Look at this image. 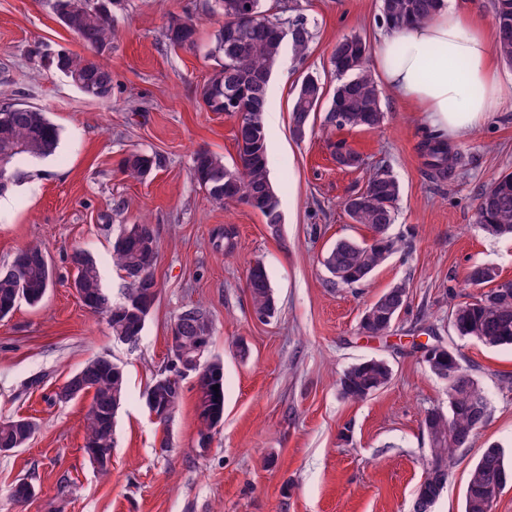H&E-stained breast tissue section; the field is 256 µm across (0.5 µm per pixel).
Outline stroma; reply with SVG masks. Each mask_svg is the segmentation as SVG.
Here are the masks:
<instances>
[{"instance_id": "stroma-1", "label": "stroma", "mask_w": 512, "mask_h": 512, "mask_svg": "<svg viewBox=\"0 0 512 512\" xmlns=\"http://www.w3.org/2000/svg\"><path fill=\"white\" fill-rule=\"evenodd\" d=\"M54 3L0 0V103L36 107L60 132L55 154L16 162L10 205L0 210V270L32 245L56 269L39 306L19 303L0 320V418L27 416L38 424L25 447L0 454V512H413L430 460L422 421L426 411L448 407L447 383L411 348L428 326L456 343L491 407L471 446L457 451L432 508L463 512L482 449L498 446L512 462V388L500 383L512 376V348L457 341L448 318L479 293L464 281L470 267L491 265L512 281V240L488 235L475 220L479 194L512 173V67H499L510 102L454 142L464 164L438 179L421 151L430 127L386 90L379 128H337L324 103L304 137L292 131L301 80L314 75L334 89L336 41L358 34L376 44L381 0H266L270 15L303 17L312 33L303 58L283 51L268 88L277 114L268 129V168L282 216L274 229L246 205H214L190 173L200 149L229 166L237 158L235 116L208 111L199 98L216 65L210 51L223 23L211 0H122L101 57L112 71L106 101L87 98L46 67L57 50L87 53ZM187 10L199 22L197 44L170 47L167 19ZM340 140L359 153V168L337 166ZM132 151L156 158L147 178L122 173L120 162ZM381 168L401 188L392 227L400 246L367 281L334 284L322 265L325 253L340 238L370 235L351 223L344 201ZM143 222L157 241L158 295L138 343L129 345L83 305L66 257L76 247L88 251L103 288L121 301L129 281L112 265V243ZM257 262L277 302L264 322L253 316L245 287ZM400 283L409 291L407 307L387 337H367L360 329L366 307ZM192 305L208 314L209 354L224 362V421L204 450L191 380H184L180 411L168 423L155 421L142 398L168 364L176 316ZM241 342L247 355L237 350ZM96 356L111 358L127 376L106 475L84 452L91 394L56 397ZM371 358L390 363L391 383L363 401L342 398L340 374ZM21 480L36 495L20 505L12 491Z\"/></svg>"}]
</instances>
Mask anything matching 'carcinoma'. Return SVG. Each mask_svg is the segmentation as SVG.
Instances as JSON below:
<instances>
[{
  "mask_svg": "<svg viewBox=\"0 0 512 512\" xmlns=\"http://www.w3.org/2000/svg\"><path fill=\"white\" fill-rule=\"evenodd\" d=\"M254 6L262 22L248 25L239 21L245 2ZM118 0H56L55 8L64 27L74 33L91 50V55H75L67 50L56 55L54 68L59 72L81 77L82 93L94 100L112 97V72L98 60L112 41V18L104 5L114 7ZM443 0H382V21L389 28L421 22L441 6ZM212 12L224 17V24L214 35L211 54L218 59L212 76L200 88V98L210 112L224 111V84L240 85L251 96L248 126L256 142L255 149H239L233 167L221 157L201 149L192 159L191 175L203 187L210 200L222 207L228 202L254 201L253 210L268 224L281 223L279 199L269 176L268 132L264 115L267 110L268 85L272 71L287 47L295 56H303L312 35L306 22L297 18L288 25L299 29V35L285 43L276 34L281 20L272 18L263 9V0H214ZM496 18V51L512 66V0H494ZM198 23L190 13L172 15L167 21L166 37L174 47H191L197 41ZM370 46L359 35H346L336 41L331 51V66L338 83L330 100V119L339 128L375 129L384 120L380 105V90L369 67ZM325 96L323 83L307 75L293 102L291 120L293 133L301 137L299 123L310 119ZM8 126L11 140H0V155L9 156L7 176L22 156L46 157L54 154L59 144V128L40 109L18 103L0 104V126ZM428 166L441 179L462 163V156L451 152L448 144L434 136L422 143ZM336 163L343 168H357L360 156L343 143L336 144ZM156 162L147 154L132 152L121 162V170L130 177L144 178ZM235 175L232 183L217 182L224 173ZM400 187L386 170L376 171L363 191L349 196L345 212L354 224L367 227L372 236L361 242L343 238L326 252L322 265L338 283L353 285L366 281L397 248L398 240L390 229ZM476 222L489 234L512 237V174L496 178L482 191L476 205ZM132 235L114 243L112 263L131 279L130 292H139L143 317L129 316L126 302L114 304L105 296L97 263L83 249H75L69 262L76 270L73 288L89 301L86 308L103 315L114 336L137 340L146 317L156 300L153 289L154 268L158 259L156 239L149 224H134ZM53 269L46 256L21 250L9 268L0 271V318L10 314L24 301L38 305L53 285ZM468 284L484 289L479 297L452 309L450 319L462 340H477L488 346H512V281H498L496 269L477 265L466 276ZM246 288L253 313L273 317L276 302L266 268L262 264L248 271ZM407 297L405 285L385 291L368 308L371 315L360 323L368 336H384L398 319L404 303L396 296ZM427 369L436 377L460 372L454 384L448 385V410L432 409L425 413L423 428L431 449V459L425 477L418 486L416 497L434 505L443 492L448 473L455 464V453L467 447L476 430L490 416V404L485 392L470 370L463 366L458 352L444 342L432 354L422 358ZM82 372L83 391L93 392L85 415L86 452L111 448L114 444L116 420L114 409L122 405L126 394V374L120 365L99 356L89 360ZM393 370L382 359H368L346 368L338 379L341 395L352 400H364L386 387ZM217 389H212V386ZM148 411L172 419L179 411L183 387L152 381L143 394ZM196 415L199 435L203 436L224 421V362L213 358L209 379L196 389ZM35 421L22 416L0 420V448H22L36 432ZM512 482V466H508L500 448L490 446L473 465L466 488L464 512H490L492 499L498 497L507 483Z\"/></svg>",
  "mask_w": 512,
  "mask_h": 512,
  "instance_id": "carcinoma-1",
  "label": "carcinoma"
}]
</instances>
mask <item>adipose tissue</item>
Masks as SVG:
<instances>
[{
	"label": "adipose tissue",
	"instance_id": "ef3b65f1",
	"mask_svg": "<svg viewBox=\"0 0 512 512\" xmlns=\"http://www.w3.org/2000/svg\"><path fill=\"white\" fill-rule=\"evenodd\" d=\"M372 65L383 85L447 141L470 136L505 101L492 43L456 0H443L427 21L381 34Z\"/></svg>",
	"mask_w": 512,
	"mask_h": 512
}]
</instances>
